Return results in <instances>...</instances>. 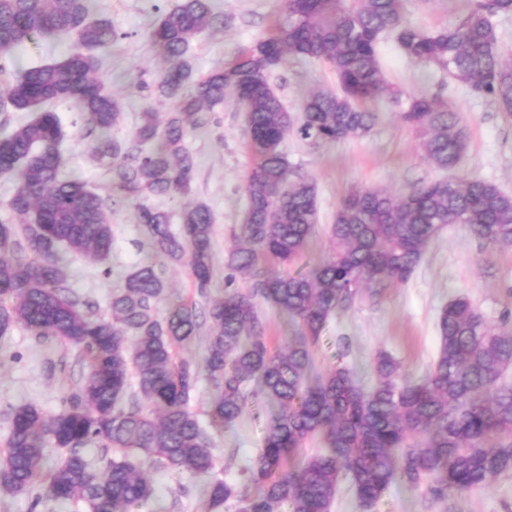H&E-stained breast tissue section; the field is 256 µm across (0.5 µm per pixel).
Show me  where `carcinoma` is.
I'll list each match as a JSON object with an SVG mask.
<instances>
[{"mask_svg": "<svg viewBox=\"0 0 512 512\" xmlns=\"http://www.w3.org/2000/svg\"><path fill=\"white\" fill-rule=\"evenodd\" d=\"M408 2L281 0L271 35L197 76L191 43L224 19L210 0H174L151 39L167 63L159 90L175 109L162 124L155 113H142L127 142L112 138L122 105L98 76L97 52L119 35L97 16L94 0H0V112L34 113L0 134V174L17 182L9 217H0V335L20 323L38 339L79 349L87 362L85 381L57 415L47 418L32 404L14 410L0 452L1 495L43 484L37 505L81 501L88 512H133L153 498L148 467L211 474V431L237 420L251 396L272 411L246 468L247 489L210 480L207 512H223L232 498L238 512H330L345 477L364 509L397 482L443 500L512 470V383L504 379L512 368V327L491 325L468 298L443 309L437 357L418 380L384 351L373 359L369 386L345 366L322 372L314 359L329 319L373 284L406 282L443 227L464 224L488 244L511 246L512 195L478 178L432 180L401 194L352 191L328 228L327 256L293 271L319 215L316 183L295 176L284 151L288 135L314 146L360 138L376 120L368 103L386 96L432 166L452 168L466 152L465 122L446 101L387 84L378 58L383 35L394 34L406 56L448 72L512 116V56L493 23L512 14V0H468L456 22L436 30L408 23ZM59 33L75 36L73 52L10 79L5 63L15 51ZM290 57L328 62L338 84L304 97L298 117L271 83ZM228 96L243 113L253 163L242 179L248 206L241 243L224 252V269L251 282L211 300L202 313L194 302L164 301L157 265L186 266L201 296L212 287L213 215L190 198L195 159L186 137L206 125L202 111ZM62 100L84 115L113 196L135 203L150 246V257L112 296L109 318L85 310L59 252L63 246L102 261L112 251L105 200L64 171L61 123L49 108ZM175 194L187 198L176 231L167 212L146 204ZM261 302L296 328L284 351L267 343ZM203 318L211 327L202 360L177 357L176 349L199 337ZM203 372L213 387L207 427L189 408ZM317 439L322 449L300 455ZM49 443L67 456L46 469ZM89 444L121 454L98 470L83 455Z\"/></svg>", "mask_w": 512, "mask_h": 512, "instance_id": "carcinoma-1", "label": "carcinoma"}]
</instances>
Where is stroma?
<instances>
[{
  "mask_svg": "<svg viewBox=\"0 0 512 512\" xmlns=\"http://www.w3.org/2000/svg\"><path fill=\"white\" fill-rule=\"evenodd\" d=\"M224 25L199 34L190 56L197 74L208 73L232 60L253 41L269 34L279 13V0H213ZM160 0H96L97 10L110 19L120 40L101 53L98 72L120 99L123 112L112 135L131 139L142 112L166 115L171 102L159 96L155 84L165 63L150 34L157 21ZM453 0H411V24L436 29L456 20ZM72 38L39 39L15 53L22 70L67 56ZM379 62L385 79L411 94L442 97L461 113L469 136L468 150L453 169L456 178L476 177L512 194V117L500 112L488 97L451 80L432 67L405 56L394 35L381 39ZM272 83L290 112H298L305 95L314 88L332 89L336 78L328 62L291 59L272 76ZM379 118L362 138L315 147L289 136L284 150L294 171L317 185L320 229L312 239L308 261L323 258L329 247L325 233L333 224L343 197L358 189H385L403 193L439 178L440 172L423 157L418 140L398 118L397 107L382 98L372 104ZM53 108L63 119L60 150L69 169L88 187L108 199L110 174L96 162V145L88 137L85 121L70 102ZM205 130L191 133L187 145L196 160L191 196L211 209L214 219V296L224 293V250L240 233L246 199L241 184L252 157L246 147L242 114L233 100L210 112ZM112 252L106 262L75 257L68 264L69 282L83 299L94 303L98 315H108V301L123 275L147 258L150 248L137 220L134 204H110ZM466 295L492 325H512V246H492L479 240L465 225H448L428 245L411 278L381 288L378 295L362 296L348 311L332 316L315 349L325 367L353 369L364 384L374 375L371 362L381 350L399 359L412 378L421 377L438 351V320L442 309L458 295ZM81 354L72 348L38 343L20 325L0 336V449L10 433L16 407L32 404L47 416L59 413L64 388L85 377ZM267 410L249 408L234 424L214 433L213 474L245 488L244 469L260 448ZM152 500L137 512H206L204 477L153 468ZM370 512H512V472L488 487L455 493L445 501H432L422 491L394 485Z\"/></svg>",
  "mask_w": 512,
  "mask_h": 512,
  "instance_id": "stroma-1",
  "label": "stroma"
}]
</instances>
